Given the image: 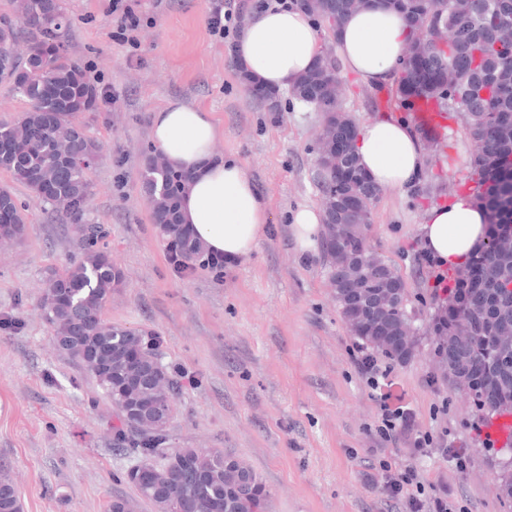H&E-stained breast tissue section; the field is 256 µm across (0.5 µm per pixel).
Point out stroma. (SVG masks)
Listing matches in <instances>:
<instances>
[{
	"label": "stroma",
	"mask_w": 512,
	"mask_h": 512,
	"mask_svg": "<svg viewBox=\"0 0 512 512\" xmlns=\"http://www.w3.org/2000/svg\"><path fill=\"white\" fill-rule=\"evenodd\" d=\"M213 0H123L138 18L124 39L112 0H64L69 54L107 96L81 115L104 154L89 170V220L124 271L104 310L109 322L152 331L164 364L180 374L171 433L177 447L246 462L270 492L267 512H410L391 497L376 466L414 465L432 496L464 512L508 511L499 491L503 456L484 436L482 416L444 381L429 348L406 365L374 357L373 370L343 320L323 248L301 252L292 213L319 204L314 181L321 113L293 106L267 111L245 91L232 35L211 32ZM342 107L355 122L397 115L393 89L369 91L341 77ZM179 99L212 112L218 154L235 157L269 199V231L242 263L221 270L175 269L142 190L153 112ZM453 138L415 187L381 192L367 237L401 276L418 325L440 274L419 259L416 234L425 202L462 189L477 151L460 116ZM28 220L0 245V465L9 469L21 512H107L117 497L155 512L125 479L130 465L112 444L115 416L81 363L60 354L39 308L46 280L84 251L82 237L50 204L0 170ZM378 377L372 388L369 377ZM401 408L409 428L395 440L377 432L383 403ZM429 433L436 445L417 449ZM468 451L465 469L447 449Z\"/></svg>",
	"instance_id": "stroma-1"
}]
</instances>
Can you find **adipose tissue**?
<instances>
[{
    "label": "adipose tissue",
    "instance_id": "obj_1",
    "mask_svg": "<svg viewBox=\"0 0 512 512\" xmlns=\"http://www.w3.org/2000/svg\"><path fill=\"white\" fill-rule=\"evenodd\" d=\"M410 30L403 16L368 0L349 13L333 35L334 51L346 72L366 88L394 86ZM323 39L305 10L275 5L245 13L233 56L266 89H291L317 62ZM218 127L212 113L179 100L152 117L150 140L169 167L192 180L180 200L183 224L209 254L228 262L248 259L265 236L269 205L237 160L214 151ZM359 167L379 189L416 185L425 167V147L413 124L382 117L362 123L354 142ZM488 215L469 194L454 193L427 205L418 226L421 249L437 268L461 271L487 241Z\"/></svg>",
    "mask_w": 512,
    "mask_h": 512
}]
</instances>
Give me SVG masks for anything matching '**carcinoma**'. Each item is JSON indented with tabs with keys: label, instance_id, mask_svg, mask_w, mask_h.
I'll return each instance as SVG.
<instances>
[{
	"label": "carcinoma",
	"instance_id": "carcinoma-1",
	"mask_svg": "<svg viewBox=\"0 0 512 512\" xmlns=\"http://www.w3.org/2000/svg\"><path fill=\"white\" fill-rule=\"evenodd\" d=\"M440 0H381L386 7L403 14L411 27V39L435 24L430 14ZM448 10V35L453 48L477 51L479 69L463 74L456 92L443 95L431 88L418 87L416 95L425 102L411 101L413 94L401 96L400 107L408 112H456L463 117L473 138L484 141V150L472 161L470 180L475 198L491 215L490 224L501 230L512 226V45L499 43L498 31L512 25V0H452ZM353 0H318L311 15L319 22L332 17L341 24L352 11ZM16 19H0V82L8 83L29 102V109L16 118L0 120V169L29 188L41 200L59 205L68 223L77 226L88 241L81 259L49 279L43 288V317L51 327L56 346L63 354L79 360L95 378L112 403L118 424L112 426L118 449L148 468L141 480L125 474L138 496L151 503L156 512H170L173 503L189 496L195 512H265L270 492L260 477L242 460L219 453L202 454L194 448H176L169 430L159 431L147 420L125 418L127 386L139 373L140 364L160 354V342L150 331L115 325L104 318L112 292L124 283V274L112 260V253L96 246L102 237L100 227L87 224L92 196L88 166L75 160L60 161L62 151L84 154L101 144L85 134L77 116L96 109V88L86 80L81 68L64 53L71 24L63 0H14ZM335 56L326 58L292 90V95L313 102L323 113L322 132L336 131L328 111L332 98L326 76L336 74ZM486 109L495 111V124L482 120ZM24 129L31 139L17 137ZM143 188L150 205L152 221L169 242L172 262L187 269L208 266L205 250L195 238L185 234L179 221L177 200L188 176L156 164L155 153L144 160ZM321 198L365 196L374 202L379 190L356 178L345 185L336 183L332 172L315 173ZM24 209L11 188L0 187V240L23 235ZM474 261L484 266L485 278L473 291V312L477 327L462 341L450 326L448 314L439 310L431 315L437 327L430 339L443 379L455 383L468 375L472 380L476 410L491 418L495 404L512 400V347L499 346L492 335L496 321H512V257L492 251L487 242ZM405 289L393 301L394 315L409 322L415 314L408 309ZM352 333L362 345L392 362L405 364L415 348L383 350L374 344L371 319L363 315ZM99 356L105 369L88 366L90 355ZM178 391L176 374L166 365L155 370V379L138 388V401L144 406L171 403L175 416ZM201 473V479L184 485L176 474L184 470ZM0 512H20V501L11 474L0 469Z\"/></svg>",
	"mask_w": 512,
	"mask_h": 512
}]
</instances>
